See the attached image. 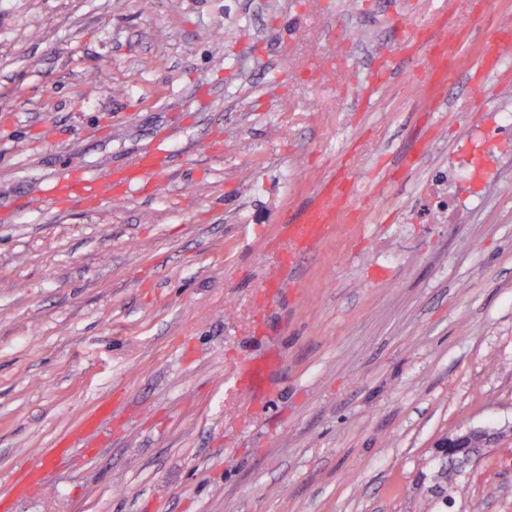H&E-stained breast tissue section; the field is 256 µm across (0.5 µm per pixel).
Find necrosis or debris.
<instances>
[{"label":"necrosis or debris","instance_id":"4bbe7bcc","mask_svg":"<svg viewBox=\"0 0 512 512\" xmlns=\"http://www.w3.org/2000/svg\"><path fill=\"white\" fill-rule=\"evenodd\" d=\"M512 161V96L504 97L465 133L447 161L431 166L408 220L413 224H457L479 204L475 182L498 184Z\"/></svg>","mask_w":512,"mask_h":512}]
</instances>
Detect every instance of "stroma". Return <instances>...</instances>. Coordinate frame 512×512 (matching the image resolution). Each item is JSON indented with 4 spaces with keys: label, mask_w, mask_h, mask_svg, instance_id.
<instances>
[{
    "label": "stroma",
    "mask_w": 512,
    "mask_h": 512,
    "mask_svg": "<svg viewBox=\"0 0 512 512\" xmlns=\"http://www.w3.org/2000/svg\"><path fill=\"white\" fill-rule=\"evenodd\" d=\"M413 2L0 0V512H512V439L453 507L428 494L439 439L512 426V170L469 223L402 221L406 154L498 104L479 47L512 0H482L432 107L440 0ZM326 63L344 105L302 79ZM159 152L121 200L25 205ZM345 188L367 222L290 249Z\"/></svg>",
    "instance_id": "1"
}]
</instances>
